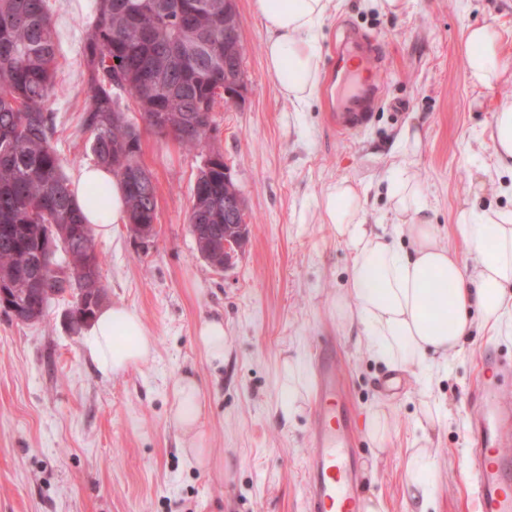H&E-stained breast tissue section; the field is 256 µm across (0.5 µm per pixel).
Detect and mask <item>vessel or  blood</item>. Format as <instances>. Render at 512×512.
<instances>
[{"instance_id": "obj_1", "label": "vessel or blood", "mask_w": 512, "mask_h": 512, "mask_svg": "<svg viewBox=\"0 0 512 512\" xmlns=\"http://www.w3.org/2000/svg\"><path fill=\"white\" fill-rule=\"evenodd\" d=\"M342 42L361 58L358 68L336 63V99L330 119L338 134L366 129L378 102L379 85L370 70L379 59V42L353 28ZM482 377L471 394L481 413L467 436L475 512H512V406L499 392L512 365L488 356ZM356 430L336 365V342L321 343L315 363L311 436L304 458V512H365L363 458L353 446Z\"/></svg>"}]
</instances>
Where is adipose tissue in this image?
I'll return each mask as SVG.
<instances>
[{
    "instance_id": "1",
    "label": "adipose tissue",
    "mask_w": 512,
    "mask_h": 512,
    "mask_svg": "<svg viewBox=\"0 0 512 512\" xmlns=\"http://www.w3.org/2000/svg\"><path fill=\"white\" fill-rule=\"evenodd\" d=\"M331 0H255L268 33L266 67L283 98L306 103L320 81L317 28ZM499 32L490 25L463 32L467 73L474 85L491 88L500 80ZM490 137L495 165L512 174V106L495 112ZM87 224L110 238L126 221L124 190L118 178L98 166L78 170L72 185ZM387 193L394 223L369 224L366 200L349 182L336 183L323 197L325 223L353 252V264L336 298V312L356 326L367 354L391 370L437 378L460 351L475 323L492 331L512 325V211L459 209L454 228L465 251L440 240L417 185L404 180ZM407 239L408 248L398 245ZM156 341L136 312L115 304L102 308L89 332L87 355L96 370L112 377L144 363ZM203 406L198 385L182 380L172 418L189 434L196 461L205 456ZM436 466L430 455L411 450L406 461V491L414 512H430L434 499L426 480Z\"/></svg>"
}]
</instances>
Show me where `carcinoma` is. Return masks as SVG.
I'll list each match as a JSON object with an SVG mask.
<instances>
[{"label": "carcinoma", "instance_id": "1", "mask_svg": "<svg viewBox=\"0 0 512 512\" xmlns=\"http://www.w3.org/2000/svg\"><path fill=\"white\" fill-rule=\"evenodd\" d=\"M58 32L46 0H0V290L11 296L19 322L43 317L53 298L72 284L83 290L86 306L104 298V262L84 223L63 159L54 145L56 126L50 103L55 96L53 67ZM89 102L84 129L97 164L113 170L123 183L127 224H150L155 195L122 176L140 167L141 132L123 118L114 93L129 92L140 111L168 113L178 125L210 111L213 76L224 74V0H97L84 36ZM201 130L179 139L193 151L207 144ZM224 155L212 151L192 189L188 223L221 227V234L200 238L198 250L223 263ZM46 224L69 229L68 278L41 267L39 240Z\"/></svg>", "mask_w": 512, "mask_h": 512}]
</instances>
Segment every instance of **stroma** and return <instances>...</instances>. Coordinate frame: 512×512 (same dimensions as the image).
<instances>
[{
	"mask_svg": "<svg viewBox=\"0 0 512 512\" xmlns=\"http://www.w3.org/2000/svg\"><path fill=\"white\" fill-rule=\"evenodd\" d=\"M60 37L56 71L57 150L66 176L93 163L81 128L89 86L81 39L96 0H47ZM246 93L235 107L216 103L206 149L141 133L140 161L156 184V232L141 239L118 225L96 239L105 257L104 305L137 312L156 340L147 363L105 377L85 356L88 326L70 320L69 301L23 324L0 313V512H302L309 394L286 418L285 364L314 366L322 337L336 360L360 425L365 495L386 512H412L404 495L407 449L427 448L438 465L429 481L438 512H471L464 435L476 411L469 396L486 350L512 358V335L472 337L432 389L422 379L376 364L336 315L334 303L353 252L322 218L321 201L340 181L367 194L370 220L391 223L386 187L416 182L428 216L451 248L456 210L469 202L512 209V177L497 175L492 116L512 105V0H409L397 14L372 0H341L319 27L320 89L302 105L283 98L267 73L266 30L254 0H236ZM471 24L501 35L503 77L473 86L462 34ZM347 25L381 42L382 95L367 129L347 138L329 121L336 34ZM420 151L402 168L393 155L406 127ZM223 153L245 205L249 235L233 263L215 270L199 255L187 223L191 191L209 150ZM224 320L223 363L212 362L196 331ZM195 378L204 405L205 465L182 446L171 419L178 383ZM441 418L423 426L429 395ZM385 415L377 444L365 422Z\"/></svg>",
	"mask_w": 512,
	"mask_h": 512,
	"instance_id": "1",
	"label": "stroma"
}]
</instances>
